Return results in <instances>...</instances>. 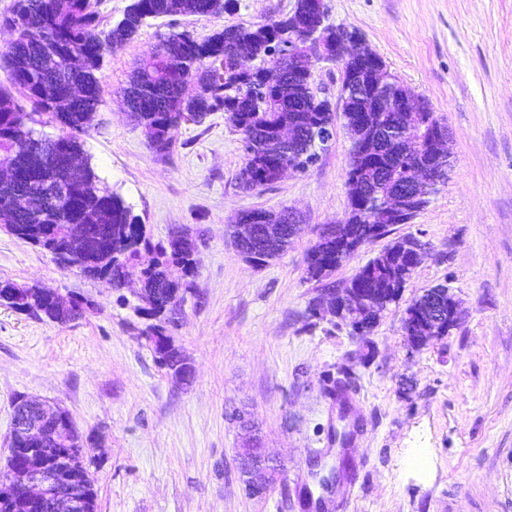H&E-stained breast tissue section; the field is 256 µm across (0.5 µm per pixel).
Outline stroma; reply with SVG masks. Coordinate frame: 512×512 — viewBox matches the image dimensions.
Wrapping results in <instances>:
<instances>
[{"label":"stroma","instance_id":"35a3bbf8","mask_svg":"<svg viewBox=\"0 0 512 512\" xmlns=\"http://www.w3.org/2000/svg\"><path fill=\"white\" fill-rule=\"evenodd\" d=\"M295 4L238 0L219 16L151 19L106 56L83 153L152 241L177 229L201 238L193 289L170 330L193 377L177 380L141 337L137 283L117 290L64 271L0 229V280L95 303L64 325L0 306V470L14 403L26 396L70 413L99 512H312L305 492L317 490L321 467L339 462L336 429L352 434L336 491L345 512H512V0H325L327 24L357 30L429 101L452 153L426 208L329 278L341 284L393 239L425 243L400 301L365 339L309 311L320 285L307 278V252L348 207L344 122L306 172L249 192L238 185L244 153L224 113L182 126L161 157L124 103L136 63L164 36L249 29ZM252 208L302 218L288 251L264 266L241 257L230 234ZM439 283L463 318L448 336L411 347L405 309ZM242 413L282 472L256 496L238 458ZM411 448L425 466L407 465Z\"/></svg>","mask_w":512,"mask_h":512}]
</instances>
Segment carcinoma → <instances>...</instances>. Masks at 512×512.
<instances>
[{
    "mask_svg": "<svg viewBox=\"0 0 512 512\" xmlns=\"http://www.w3.org/2000/svg\"><path fill=\"white\" fill-rule=\"evenodd\" d=\"M101 4L102 0H13L12 8L0 16V26L14 33L12 42L0 52V69L27 102L20 104L10 91L0 88V161L28 169L33 182L30 186L0 181V220L30 226L32 231L22 240L51 255L66 249L70 238L87 240L90 250L72 262L73 270L87 279L109 274L112 287L121 288L130 270L139 268L140 294L156 303L152 323L141 335L158 348L172 339L168 326L181 309L184 293L193 288L195 266L181 233H172L164 244H152L145 225L104 184L90 162L69 172L57 168L55 161L66 148L82 151L80 137L86 132L88 117L102 102L100 71L106 55L131 39L149 19L184 13L220 15L224 9L217 0H132L122 19L105 28ZM308 15L305 0H297L292 14L251 29L227 26L203 39L188 31L163 38L139 62L124 89L130 116L155 153L163 157L170 152L183 114H194L195 123L201 124L211 113L222 112L241 135L242 189L256 191L278 181V165L291 163L310 149L313 121L336 122V110L327 109V101L309 91L311 76L288 63L279 67L271 56L275 47L288 51V28L299 37L309 32ZM185 81L198 85L196 96L183 97ZM44 114L59 122L62 134L36 148L30 130ZM283 124L296 129L294 140L276 137L275 128ZM419 126L429 136L444 124L433 111L388 112L378 131V156L368 165L350 156L347 175L356 183L348 189L346 225L357 236L364 235L370 214L359 206L356 191L372 207L394 197L418 194L417 184L408 181L404 167L420 162L425 153L410 146L397 148L392 134ZM46 181L74 184L81 194L79 205L46 202L35 192V185ZM19 198L27 199L22 209L15 207ZM255 213L267 219L254 222L247 249L265 266L288 250L298 232L282 220L286 209L254 208L242 216ZM270 224L280 225L277 235L267 231ZM329 228L324 225L320 242L307 255V275L316 282L329 278L344 263L336 258V240L330 238ZM144 251L153 252L154 257L140 268ZM174 269L180 271L177 278L172 275ZM36 296L34 285L0 280V306L31 319L58 323L75 320L88 309L78 301L75 311L64 316L53 306L36 302ZM63 452L66 458L85 463L84 446L74 442L50 445L46 457L54 466ZM81 495L84 512H98L94 480L82 482Z\"/></svg>",
    "mask_w": 512,
    "mask_h": 512,
    "instance_id": "1",
    "label": "carcinoma"
}]
</instances>
